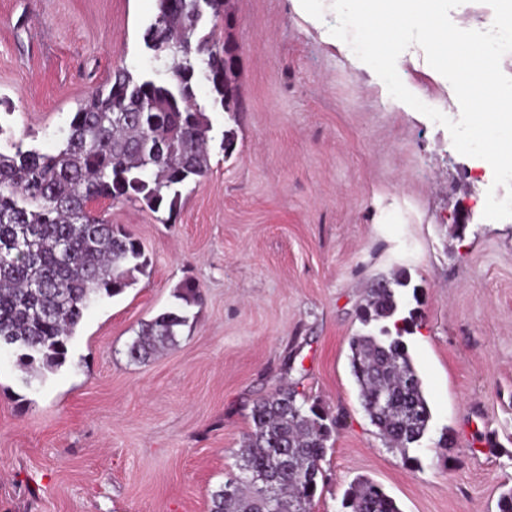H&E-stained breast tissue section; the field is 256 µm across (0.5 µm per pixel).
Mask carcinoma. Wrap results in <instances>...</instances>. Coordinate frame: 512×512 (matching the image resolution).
Masks as SVG:
<instances>
[{
	"mask_svg": "<svg viewBox=\"0 0 512 512\" xmlns=\"http://www.w3.org/2000/svg\"><path fill=\"white\" fill-rule=\"evenodd\" d=\"M157 9L145 40L160 53L165 82L136 80L118 68L109 88L79 104L55 152L21 142L10 154L0 152V347L17 348L19 362L30 368L61 366L84 312L124 293L134 273L149 265L141 242L92 205L131 202L174 213L181 189L208 170L212 126L195 104L198 81L210 85L224 110L241 109L238 86L226 79L237 49L216 36L219 24L229 25L224 0H157ZM207 16L212 27L203 34ZM408 285L403 269L373 283L358 317L383 326L377 335L351 337L349 359L370 421L387 447L417 466L410 450L427 432L431 410L404 340L414 315L397 317V289ZM174 298L172 308L141 324L127 349L131 360L174 342L187 325L197 286L183 282ZM338 426L337 417L294 388L258 400L236 453L237 473L212 493L211 512H312L321 462ZM341 506L342 512H401L364 478L349 485Z\"/></svg>",
	"mask_w": 512,
	"mask_h": 512,
	"instance_id": "obj_1",
	"label": "carcinoma"
}]
</instances>
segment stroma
I'll return each mask as SVG.
<instances>
[{
  "instance_id": "1",
  "label": "stroma",
  "mask_w": 512,
  "mask_h": 512,
  "mask_svg": "<svg viewBox=\"0 0 512 512\" xmlns=\"http://www.w3.org/2000/svg\"><path fill=\"white\" fill-rule=\"evenodd\" d=\"M227 9L242 109L213 107L198 82L212 124L206 175L172 214L98 205L142 243L146 274L85 312L57 370L27 371L0 348V512H210L254 402L286 385L339 419L313 512H340L359 476L401 512H499L512 487V218L483 211L487 190L505 188L329 43L336 16L324 0L315 26L293 0ZM155 13V0H0V151L54 150L115 69L164 79L144 41ZM398 74L459 118L430 65L407 61ZM399 268L432 413L416 466L371 424L349 364V339L364 331L358 306ZM187 279L201 299L176 343L131 361L141 323L172 307Z\"/></svg>"
}]
</instances>
